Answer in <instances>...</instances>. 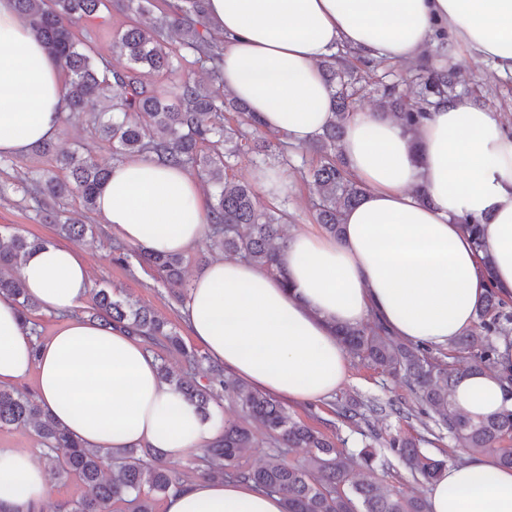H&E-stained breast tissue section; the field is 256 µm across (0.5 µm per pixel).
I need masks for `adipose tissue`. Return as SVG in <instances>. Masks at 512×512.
<instances>
[{"label":"adipose tissue","mask_w":512,"mask_h":512,"mask_svg":"<svg viewBox=\"0 0 512 512\" xmlns=\"http://www.w3.org/2000/svg\"><path fill=\"white\" fill-rule=\"evenodd\" d=\"M224 38V89L247 102L260 129L295 146L332 118L319 64L345 48L364 60L412 61L435 25L455 45L512 76V0H207ZM64 72L15 0H0V156L55 138ZM342 150L365 187L339 237L291 234L282 276L218 259L195 275L181 314L226 375L293 404L328 399L348 379L336 329L377 317L390 332L445 349L476 322L488 288L512 299V133L495 114L456 96L431 107L417 133L376 112L347 125ZM428 200H419L416 188ZM96 212L123 242L183 254L205 235L209 210L187 169L138 155L114 163ZM484 222L476 247L459 219ZM43 310L65 316L33 337L0 295V385L36 379L41 407L90 448H153L164 462L208 448L213 421L158 376V360L131 332L79 316L91 281L80 252L47 244L17 270ZM473 418L512 411L498 374H466L451 395ZM33 455L0 448V512H39L50 494ZM428 512H512V468L465 453L431 485ZM164 512H284L281 495L244 480L189 478Z\"/></svg>","instance_id":"adipose-tissue-1"}]
</instances>
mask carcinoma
<instances>
[{
	"mask_svg": "<svg viewBox=\"0 0 512 512\" xmlns=\"http://www.w3.org/2000/svg\"><path fill=\"white\" fill-rule=\"evenodd\" d=\"M146 0H16L20 15L36 36L58 58L67 80L63 93L64 110L89 117L92 133L112 142L118 156L154 153L161 158L196 171L212 188L209 204V236L214 249L226 256L244 258L272 274L282 275L277 254L285 242L283 224L286 210L269 205L258 208L252 185L229 176L228 158L253 153L259 166L273 162L293 165L295 149L281 137L277 143L252 138L257 121L246 102L224 92L223 39L214 38L204 23L206 0H184L185 6L168 11L153 23H134L113 35V52L125 59L116 68L92 48L76 39L73 27L83 19L100 18L115 3L127 5L140 14L148 12ZM204 70L206 84L189 78L180 92L169 97L146 81L145 71L172 74L188 68ZM330 89L334 118L312 147L317 160L306 167L316 197L312 207L316 221L325 232L339 236L347 210L358 205L365 189L348 169L336 160L340 153L350 109L358 88L353 72L336 70V56L322 64ZM458 80L451 69H429L420 79V101L411 103L394 85L384 86L379 106L410 131L426 118L431 100L456 95ZM109 169L95 162L91 154L55 156V168L17 177L15 189L35 201L48 196L60 202L79 201L87 210L96 209V194L108 178ZM40 217L57 227L59 234L75 241L89 230L86 224L63 222L62 212L43 211ZM483 248V222L475 217L460 219ZM45 245L38 238L13 234L0 241V292L6 293L22 309L23 315L37 309L22 280L13 270L26 254ZM137 253L141 263L153 269L162 284L182 297L188 287L183 277V256L152 255L112 241V262L128 265ZM91 319L116 327H128L149 347L177 352L192 367L200 360L189 350L176 328L153 312L107 288L99 289L86 310ZM336 334L344 350L382 372L403 378L415 394L420 411L435 409L442 426L461 448L494 454L501 464L512 467V411L477 420L457 412L451 393L467 373L499 371V342L512 338V309L494 290L487 291L477 310L474 326L455 337L446 362L424 344L398 343L379 320L355 326H340ZM465 361L461 368L451 360ZM160 380L177 388L205 419L212 417L211 405L222 398L234 401L245 416L286 448H308L302 463H286L276 451L259 467L244 468L242 452L257 445L255 434L244 423L228 422L216 442L200 456L201 475L211 480L242 479L283 496L285 512H426L418 497L400 498L372 482L356 481L355 465L371 467L370 445L349 459L336 450L330 437L294 419L272 397L248 383L224 374V368L208 364L201 378L191 374L178 377L166 363L158 368ZM361 405L352 401L338 406L346 421L364 419ZM32 431L42 445L40 457L58 479L73 478L85 488L80 498L62 506L63 512H112L114 503L127 504V512H153L158 496H168L180 486V479L157 461L151 448H87L64 431L36 400L18 389H0V428ZM420 441L394 437L392 452L411 473L432 483L447 464L425 454Z\"/></svg>",
	"mask_w": 512,
	"mask_h": 512,
	"instance_id": "obj_1",
	"label": "carcinoma"
}]
</instances>
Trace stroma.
Segmentation results:
<instances>
[{
    "instance_id": "1",
    "label": "stroma",
    "mask_w": 512,
    "mask_h": 512,
    "mask_svg": "<svg viewBox=\"0 0 512 512\" xmlns=\"http://www.w3.org/2000/svg\"><path fill=\"white\" fill-rule=\"evenodd\" d=\"M129 17V11L111 10L105 20L80 22L79 34L90 37L96 53L110 59L113 66H123V59L113 53L112 37L116 31L125 28ZM450 62L456 67L464 88L480 90V108L499 115L504 124L512 128V77L496 75L490 64L478 60L464 48L457 49ZM438 64V59L425 53L412 62L389 61L376 68L360 66L363 91L355 105L356 111L376 109L379 88L384 83L397 84L400 92L412 94L420 68L435 67ZM80 145L88 148L101 165H112L114 157L111 144L96 139L84 118L65 115L55 148L62 154L72 152ZM284 177L288 188L279 204L289 216L286 231H320L321 226L315 222L311 208V189L301 173L292 167L285 172ZM61 207L68 217L95 229L94 235L86 237L80 244L91 268L92 288L112 289L114 293L130 297L139 305L151 309L176 327L188 349L199 350V343L188 336L182 322L180 301L170 296L158 275L135 260L126 268L113 264L109 257V246L115 234L102 223L97 213L87 211L73 200L62 202ZM14 231L53 244L60 241L53 225L41 221L30 199L22 193L10 191L0 197V234ZM351 398L365 403L372 401L381 407L380 412L367 413L364 428H357L335 414L336 404ZM394 405L404 409L415 407L416 401L407 383L353 358L349 361L347 383L337 389L330 400L291 404L287 410L294 418L331 437L337 449L348 455L358 453L363 446L365 434L375 435V463L370 470L357 471V478L378 482L402 497H427L429 484L412 476L406 466L391 454L386 446L387 440L396 435L418 438L427 454L446 459L450 463L460 460L463 450L456 446L447 430L438 425L436 414L401 418L391 413L390 408Z\"/></svg>"
}]
</instances>
